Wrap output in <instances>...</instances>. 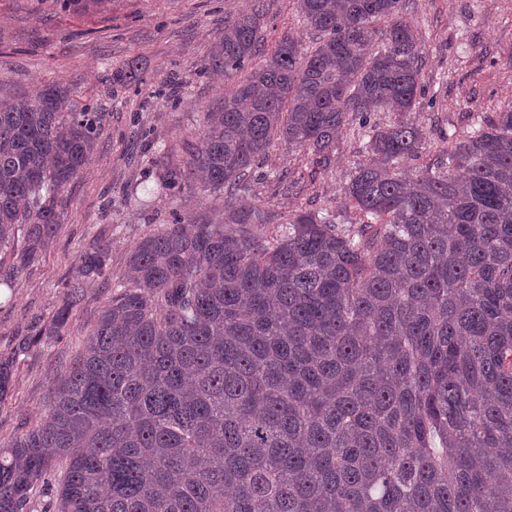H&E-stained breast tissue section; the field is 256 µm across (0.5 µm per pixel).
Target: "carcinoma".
<instances>
[{
	"label": "carcinoma",
	"instance_id": "carcinoma-1",
	"mask_svg": "<svg viewBox=\"0 0 512 512\" xmlns=\"http://www.w3.org/2000/svg\"><path fill=\"white\" fill-rule=\"evenodd\" d=\"M297 2L314 46L276 41L166 170V189L222 194L224 211L133 248L48 412L0 449V512H28L59 462L54 512H512V107L445 166L408 169L425 85L405 0ZM261 17L224 22L209 65L242 70ZM102 121L57 86L0 104V252L24 242L7 285L53 236ZM346 126L367 138L344 189L358 222L276 224L238 201L274 141L326 165ZM108 249L83 254L55 327Z\"/></svg>",
	"mask_w": 512,
	"mask_h": 512
}]
</instances>
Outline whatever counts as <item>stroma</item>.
I'll return each instance as SVG.
<instances>
[{
  "instance_id": "35a3bbf8",
  "label": "stroma",
  "mask_w": 512,
  "mask_h": 512,
  "mask_svg": "<svg viewBox=\"0 0 512 512\" xmlns=\"http://www.w3.org/2000/svg\"><path fill=\"white\" fill-rule=\"evenodd\" d=\"M254 0H108L78 14L66 0H0V102L37 96L55 85L77 104L97 103L106 121L95 150L65 187L59 224L17 287L0 288V356L18 352L13 386L0 400V445L36 425L52 381L91 336L113 282L142 238L174 217L209 218L220 196L161 189L170 163L186 159L203 113L216 110L234 86L208 70L210 51L228 18L250 13ZM268 42L287 35L301 47L317 35L296 0H265ZM406 19L425 50L427 85L411 117L426 134L411 167L446 163L449 141L478 116L512 105V0H410ZM143 81L126 82L128 65ZM364 159L356 134L341 132L330 166L278 143L252 171L242 194L273 214L328 209L348 219L343 188ZM107 239V276L89 281L60 331L49 327L81 253ZM36 346H28L33 332Z\"/></svg>"
}]
</instances>
